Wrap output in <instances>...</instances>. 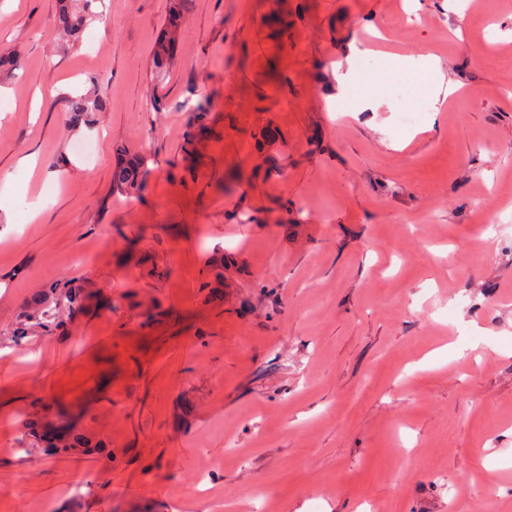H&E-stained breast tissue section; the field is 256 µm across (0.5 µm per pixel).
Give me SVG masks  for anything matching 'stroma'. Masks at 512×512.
Masks as SVG:
<instances>
[{
    "label": "stroma",
    "mask_w": 512,
    "mask_h": 512,
    "mask_svg": "<svg viewBox=\"0 0 512 512\" xmlns=\"http://www.w3.org/2000/svg\"><path fill=\"white\" fill-rule=\"evenodd\" d=\"M422 2L189 0L155 89L167 0H105L69 52L56 0H0V512H200L203 471L224 512H512V0ZM413 52L440 71L405 126L386 56ZM118 145L156 160L140 196L111 192ZM69 279L84 312L15 342ZM62 409L94 452L32 449ZM65 112L72 126L78 127L91 122L102 112H107L108 99L99 93H85L64 97Z\"/></svg>",
    "instance_id": "35a3bbf8"
}]
</instances>
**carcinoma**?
I'll return each instance as SVG.
<instances>
[{"instance_id":"obj_1","label":"carcinoma","mask_w":512,"mask_h":512,"mask_svg":"<svg viewBox=\"0 0 512 512\" xmlns=\"http://www.w3.org/2000/svg\"><path fill=\"white\" fill-rule=\"evenodd\" d=\"M103 0H59L57 28L65 38V45L79 42L81 33L93 19L103 20V12L92 10V4ZM186 0H170L165 28L157 42L152 57V78L164 80L174 64L175 46L181 26ZM17 55L0 53V79L13 77L17 69ZM65 112L70 124L78 127L91 124L102 112L108 110V99L99 93L71 95L64 98ZM118 160L112 167V192L129 197L145 190L151 173L150 164L154 159L143 152L126 155L123 148L117 149ZM84 295L81 288L74 285L57 286L34 294L20 309L13 333L22 339L33 328H40L52 334L64 329L66 317L77 313L83 306Z\"/></svg>"}]
</instances>
